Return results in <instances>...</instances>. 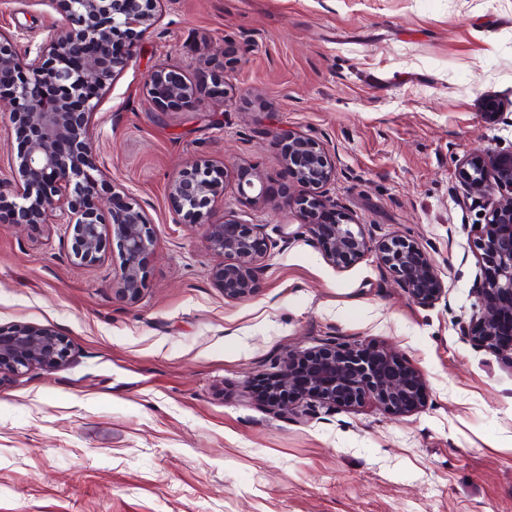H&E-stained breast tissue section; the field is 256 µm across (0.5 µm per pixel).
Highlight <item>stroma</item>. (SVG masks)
Listing matches in <instances>:
<instances>
[{
  "mask_svg": "<svg viewBox=\"0 0 512 512\" xmlns=\"http://www.w3.org/2000/svg\"><path fill=\"white\" fill-rule=\"evenodd\" d=\"M60 25L48 0H0V35L33 54ZM180 66L196 102L160 110L147 74ZM507 103L502 118L485 101ZM317 139L321 189L372 240L405 235L443 287L411 298L376 252L338 267L285 162ZM103 209L153 227L138 298H117L118 249L70 260L63 227L0 226V326L53 331L67 363L0 377V512H512V353L467 341L483 263L467 157L512 148V0H165L106 89L89 140ZM207 159L216 210L268 242L252 293L225 298L223 258L181 222L172 178ZM262 181L240 197V177ZM379 346L420 377L409 413L371 404L277 413L255 386L327 337Z\"/></svg>",
  "mask_w": 512,
  "mask_h": 512,
  "instance_id": "stroma-1",
  "label": "stroma"
}]
</instances>
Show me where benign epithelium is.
<instances>
[{
  "label": "benign epithelium",
  "instance_id": "obj_1",
  "mask_svg": "<svg viewBox=\"0 0 512 512\" xmlns=\"http://www.w3.org/2000/svg\"><path fill=\"white\" fill-rule=\"evenodd\" d=\"M63 23L35 55H20L0 38V103L11 106L10 122L19 131L22 148L10 156L9 168L21 190L11 201L0 196V214L11 224H57L71 238L70 260L77 266L98 263L106 246L117 243L122 264L118 296L133 300L145 287L144 259L154 246V232L145 211L135 202L102 210L99 201L104 179L86 153V140L100 97L128 57L112 51L119 40L131 46L161 16L163 0H51ZM145 88L166 107L188 103L196 88L174 66L152 70ZM282 150L294 178L315 189L333 175L323 145L306 135L282 136ZM470 195L499 198L491 202L485 223L473 225L474 247L495 269L477 289L480 313L463 335L487 347L512 335V148L486 158L463 161L460 170ZM226 174L218 165L197 160L170 185V197L182 220L199 224L210 251L226 258L212 277L230 299L247 297L252 289L254 262L268 250L257 224H242L227 215L216 216V200L224 195ZM285 204L313 223L318 249L336 266L344 267L377 248L383 264L408 294L421 301L442 293L426 253L411 238L396 236L371 245L359 225L343 217L322 228L317 215L329 206L318 194L288 197ZM69 344L52 331L26 325L0 327V375L19 374L34 366L53 367L69 360ZM317 362L309 368L311 391L328 411L371 399L384 409L404 413L420 406L426 388L397 373L395 358L376 347L357 346L336 338L304 355ZM290 353L273 377L272 395L264 402L283 410L294 383Z\"/></svg>",
  "mask_w": 512,
  "mask_h": 512
}]
</instances>
